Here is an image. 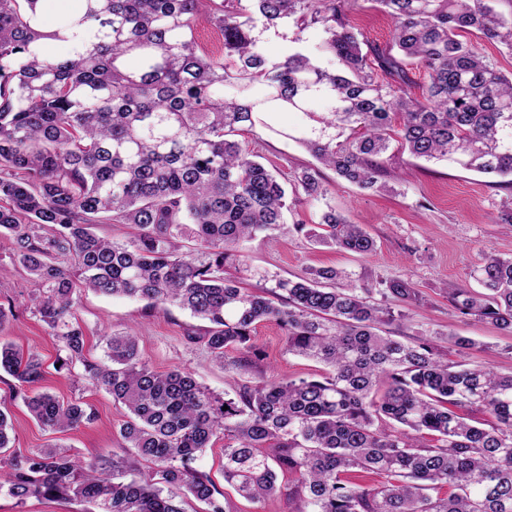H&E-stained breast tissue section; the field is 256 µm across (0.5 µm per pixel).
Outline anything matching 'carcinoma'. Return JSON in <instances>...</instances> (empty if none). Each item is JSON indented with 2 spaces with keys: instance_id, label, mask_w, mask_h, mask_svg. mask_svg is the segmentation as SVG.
Returning <instances> with one entry per match:
<instances>
[{
  "instance_id": "carcinoma-1",
  "label": "carcinoma",
  "mask_w": 512,
  "mask_h": 512,
  "mask_svg": "<svg viewBox=\"0 0 512 512\" xmlns=\"http://www.w3.org/2000/svg\"><path fill=\"white\" fill-rule=\"evenodd\" d=\"M393 22L391 42H370L350 24L349 0H83L70 34L46 33L38 0H0V238L31 279L26 303L58 343L57 371L83 367L89 384L127 413L120 451L90 460L57 447L14 450L0 466V493L64 498L103 512H184L195 499L229 512L195 461L224 439V482L255 503L296 477L297 512H512V375L450 361L425 336L401 341L378 326L403 319L374 295L416 297L404 278L375 288L334 268L279 279L259 294L243 286L240 243L267 231L368 255L360 224L329 209L320 229L289 226L300 195L327 189L304 170L287 189L257 151L233 139L278 114L299 112L291 139L361 189L384 190L396 147L426 161L508 178L512 185V73L468 35L512 54V18L493 0H372ZM205 19L224 52L202 50ZM293 24L324 34L331 69L296 51L267 56L255 33ZM71 42L46 61L45 39ZM423 68L420 95L408 65ZM264 87L261 96L254 84ZM99 224H128L124 241ZM485 289H448L465 317L512 333V258L481 252ZM146 301L150 312L187 310L207 323L200 340L222 362L247 366L261 322L285 333L288 352L327 367L318 378L281 377L215 393L179 368L153 370L134 329L105 337L101 360L84 356L76 286ZM0 369L43 427L87 426L95 410L36 390L40 354L0 336ZM491 418L485 427L460 411ZM135 450L138 468L121 455ZM361 473L385 480L358 481ZM448 487V495L431 491Z\"/></svg>"
}]
</instances>
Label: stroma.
Here are the masks:
<instances>
[{
	"mask_svg": "<svg viewBox=\"0 0 512 512\" xmlns=\"http://www.w3.org/2000/svg\"><path fill=\"white\" fill-rule=\"evenodd\" d=\"M294 112L280 114L276 130L255 127L241 132L240 139L262 155L268 167L277 169L281 180L293 181L306 168L318 169V178L327 188L325 201L303 203L286 215L287 224H316L326 207H334L347 220L363 225L375 241L368 256L310 243L294 233L260 234L243 242L242 252L250 277L245 287L265 289L269 277L292 278L312 268L333 267L349 273L353 280L376 282L392 278L410 280L416 301L403 304V321L382 326L381 331L404 339L433 336L440 349H447L449 336H468L478 347L466 351L467 362L512 374V334L488 320L466 319L455 314L443 292L446 284L475 287L472 275L478 255L493 251L512 258V224L498 220L501 201L512 198V185L493 175L467 171L445 162H425L406 153L395 154L388 170L397 173L388 193L359 191L337 178L334 171L318 168L315 159L299 143L288 139L287 131L298 126ZM28 276L0 249V303L13 302L15 316L4 333L23 349L38 352L45 364L41 390L67 401L83 398L96 412L95 422L66 433L45 429L29 415L21 397L15 394L16 381L0 371V412L11 424L12 445L22 449L59 446L62 451L90 459L119 447V426L123 408L105 391L84 385L81 380L57 374L53 362L56 343L43 325L23 306ZM75 316L85 327L86 354L104 356L103 336L136 328L140 350L151 367L159 372L174 368L189 371L202 385L221 393L241 379L288 375L308 378L320 374L322 365L289 354L284 332L272 322L257 326L254 343L258 356L247 371L226 368L214 361L202 345L188 343L187 329L202 330L204 322L188 312L173 308L168 313L145 316L143 302L105 297L84 289L78 295ZM224 442L216 440L197 460L222 492L231 512H295L297 501L278 493L263 502L239 497L224 482Z\"/></svg>",
	"mask_w": 512,
	"mask_h": 512,
	"instance_id": "obj_1",
	"label": "stroma"
}]
</instances>
